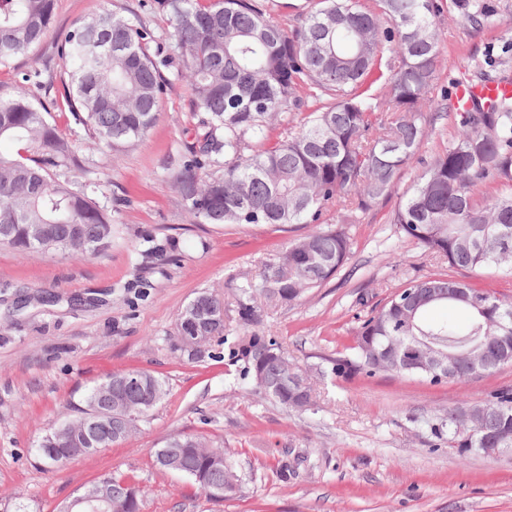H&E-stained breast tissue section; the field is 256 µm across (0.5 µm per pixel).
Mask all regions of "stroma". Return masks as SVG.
<instances>
[{
    "instance_id": "1",
    "label": "stroma",
    "mask_w": 512,
    "mask_h": 512,
    "mask_svg": "<svg viewBox=\"0 0 512 512\" xmlns=\"http://www.w3.org/2000/svg\"><path fill=\"white\" fill-rule=\"evenodd\" d=\"M492 27L477 32L455 8L439 17V87L476 80L475 64L512 74V0H487ZM110 10L149 26L166 50L176 42L155 0H56L52 31L34 58L0 68V96L32 70L36 99L58 94L65 67L60 40L92 13ZM151 132L116 154L56 111L76 144L70 176L112 212V244L82 260L60 253L23 255L0 248V512H55L100 476L143 492L142 512H512V454H460L422 425L425 417L512 388V366L433 385L390 373L339 379L331 366L372 307L405 282L454 273L512 301V277L450 271L446 262L400 233L392 218L413 185L418 162L402 171L392 195L347 225L351 255L340 273L292 305L265 307L257 331L275 336L292 364L307 369L315 405L289 410L237 382L223 346L191 361L172 348L178 316L197 292L223 296L224 322L243 334L234 294L256 278L309 224H197L178 192L171 160L192 142L199 115L176 72ZM168 261L144 256L148 239ZM145 370L166 394L125 441L47 468L41 437L78 415L88 388L111 373ZM201 435L224 450L243 477L229 499L208 497L188 478L160 470L152 453L171 434ZM288 475H281V464Z\"/></svg>"
}]
</instances>
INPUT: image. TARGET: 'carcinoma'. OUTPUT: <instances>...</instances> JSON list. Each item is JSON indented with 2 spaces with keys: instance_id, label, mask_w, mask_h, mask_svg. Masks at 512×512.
<instances>
[{
  "instance_id": "1",
  "label": "carcinoma",
  "mask_w": 512,
  "mask_h": 512,
  "mask_svg": "<svg viewBox=\"0 0 512 512\" xmlns=\"http://www.w3.org/2000/svg\"><path fill=\"white\" fill-rule=\"evenodd\" d=\"M302 19L274 22L253 0H156L174 25L177 58L152 49L153 32L113 12L93 13L69 31L60 46L67 79L62 102L76 124L115 153L133 149L157 122L178 63L193 111L202 113L186 155L173 164L174 183L199 224H315L289 243L259 279L239 288L240 320H260L263 304H291L337 275L351 253L348 233L325 216L352 214L386 200L401 169L418 154L429 132L423 107L437 89L441 37L437 0H315ZM470 25L488 27L495 11L483 0H451ZM55 0H0V67L28 55L47 36ZM23 86L0 98V139L23 145L24 154H0V245L20 253L62 252L74 259L95 256L112 242L107 209L68 176L77 159L74 141L53 122L50 106ZM306 112L296 123L290 115ZM455 129L448 149L423 164L400 201L392 223L404 236L460 270L512 274V97L483 107L445 110ZM281 131L271 139L273 124ZM485 193L477 197L474 187ZM32 224H51L43 240ZM452 307L463 323L431 313ZM224 300L202 291L180 313L174 346L184 336L224 337ZM393 341L410 355L426 344L455 362L465 380L512 365V303L450 277L411 281L371 310L332 372L338 377L388 372L444 380L381 363L375 351ZM486 350L480 367L466 358ZM230 361L252 392L286 408L307 410L312 387L307 371L294 368L271 336L249 331L236 337ZM146 376L156 391L143 394L139 417L161 401L162 381ZM120 374L105 377L84 403L112 399ZM432 434L467 454L472 448L512 441V389L424 418ZM53 427L38 451L53 468L74 458L75 446L56 438ZM52 452H46V447ZM205 441L177 433L161 449L180 455L188 479L202 491L231 478L241 483L230 458L210 459ZM112 508L140 512L135 484L102 477Z\"/></svg>"
}]
</instances>
